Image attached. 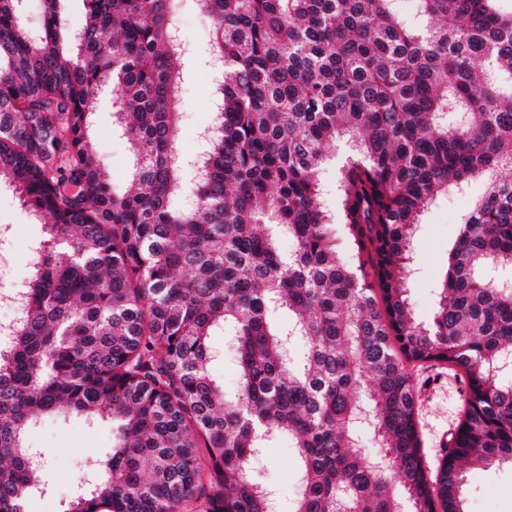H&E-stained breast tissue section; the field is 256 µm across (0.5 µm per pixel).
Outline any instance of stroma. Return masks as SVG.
<instances>
[{
  "label": "stroma",
  "instance_id": "1",
  "mask_svg": "<svg viewBox=\"0 0 512 512\" xmlns=\"http://www.w3.org/2000/svg\"><path fill=\"white\" fill-rule=\"evenodd\" d=\"M176 22L188 49L190 65L181 91V116L176 131L180 153L194 156L211 134L215 72L210 66L213 25L199 0H176ZM111 95L101 98L92 117L91 138L103 158L113 185L125 186L135 156L122 128L113 117ZM483 191L472 183L468 194L443 199L424 213L413 245L415 282L410 302L420 319H428L435 306L434 287L440 278L459 231V222L473 197ZM11 227V244L0 252V278L23 288L29 276L31 250L46 237L43 223L33 221L18 198L0 190V225ZM417 395V416L424 460L437 468L448 453L452 432L464 415L465 378L446 366L427 363L410 367ZM32 447L49 454L50 489L31 498L26 512H58L59 503L86 480L87 460L112 446V425H90L81 418L42 419L28 434ZM250 475L275 490L279 512H289L295 492V455L288 441L256 456ZM467 512H512V468H470L466 474Z\"/></svg>",
  "mask_w": 512,
  "mask_h": 512
}]
</instances>
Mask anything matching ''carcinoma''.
<instances>
[{"instance_id": "cac0c4a2", "label": "carcinoma", "mask_w": 512, "mask_h": 512, "mask_svg": "<svg viewBox=\"0 0 512 512\" xmlns=\"http://www.w3.org/2000/svg\"><path fill=\"white\" fill-rule=\"evenodd\" d=\"M41 2L32 30L0 0V185L48 219L0 344V512L49 489L30 429L74 414L112 421V448L60 512H276L249 461L280 440L291 512H465L461 463L512 467L508 0H413L409 18L395 0H200L224 72L192 205L174 0H82L72 34ZM108 83L136 151L122 191L89 140ZM480 179L423 322L422 216ZM219 333L232 399L207 370ZM409 362L466 378L432 483Z\"/></svg>"}]
</instances>
